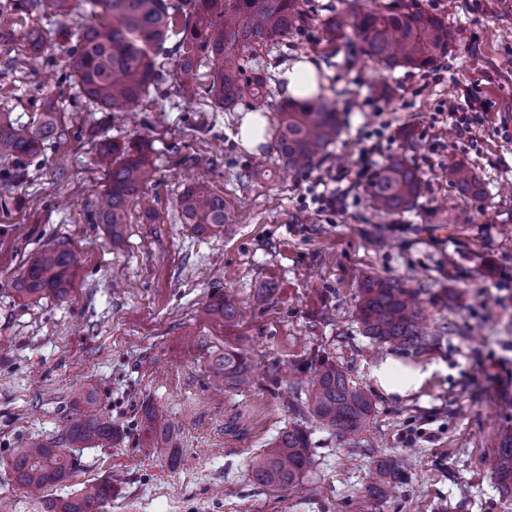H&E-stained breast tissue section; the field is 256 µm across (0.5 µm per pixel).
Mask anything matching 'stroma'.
Wrapping results in <instances>:
<instances>
[{
    "mask_svg": "<svg viewBox=\"0 0 512 512\" xmlns=\"http://www.w3.org/2000/svg\"><path fill=\"white\" fill-rule=\"evenodd\" d=\"M362 9L430 11L454 35L450 54L426 71L373 68L359 39L321 57L317 29L293 46L258 56L268 72L305 57L317 60L325 95L343 129L322 165L282 180L243 183L254 156L234 139L248 104L219 112L207 100L184 106L173 65L140 111L95 110L63 79L67 50L85 21L37 23L55 36L43 65L19 45L0 48V110L25 118L42 94L64 109L68 134L5 186L19 207L0 210V502L9 512H46V500L78 494L111 478L100 512H512L490 472L504 432L512 430V0H359ZM473 117L458 136L444 103ZM132 142L148 136L156 171L144 191L154 211L132 208L121 241L93 223L105 172L87 138ZM376 164L402 155L424 189L410 212L384 217L364 186L321 210L314 180L354 161L362 149ZM465 160L484 182L475 201L448 180V162ZM223 194L236 223L197 234L180 223L185 184ZM63 246L81 266L67 297L23 300L13 284L41 250ZM391 279L415 291L439 336L425 349L375 348L358 323L361 281ZM232 293L238 317L225 326L203 303ZM231 346L253 361L245 390L210 383L215 353ZM329 355L374 402L371 450L324 427L312 428L313 457L303 482L284 491L255 484L250 459L294 423L286 396L298 363ZM394 356L435 370L407 397L385 395L371 376ZM95 385L97 413L125 432L116 446L76 449L64 483L30 496L8 462L31 441L62 437L76 416L74 395ZM167 412L178 461L159 458L140 437V406ZM407 455L412 467L396 493L375 504L368 486L374 449Z\"/></svg>",
    "mask_w": 512,
    "mask_h": 512,
    "instance_id": "obj_1",
    "label": "stroma"
}]
</instances>
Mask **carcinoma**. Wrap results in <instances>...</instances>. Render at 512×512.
Masks as SVG:
<instances>
[{
	"mask_svg": "<svg viewBox=\"0 0 512 512\" xmlns=\"http://www.w3.org/2000/svg\"><path fill=\"white\" fill-rule=\"evenodd\" d=\"M308 0H12V9L36 15L48 6L55 15L68 18L87 6L96 18L81 26L68 50L69 72L65 78L78 86L87 102L103 112H135L142 98L159 91L163 81L159 60L175 58V80L185 101L205 93L214 107L233 112L241 104L242 85L251 87L258 106L275 112V164L258 158L246 167L243 177L252 182L271 177L277 170L299 172L313 169L330 157V147L341 133L336 102L320 97L314 101L271 102L270 75L260 65L246 66L241 51L252 57L263 51L289 46L295 36L316 18L306 8ZM353 28L362 53L384 70H424L434 67L450 51L453 34L448 23L430 12L396 13L375 7L359 13L349 3L348 14L334 17L320 28L321 53L333 55L349 39ZM26 58L39 65L52 31L32 26L23 35ZM210 69V83L199 84L201 69ZM58 101L44 96L37 111L25 123L0 112V183L23 181L29 167L65 136ZM151 143L124 145L111 140L98 143L97 156L105 167L107 188L98 196L92 221L104 225L116 240L122 237L133 203L144 204L141 190L154 170ZM448 179L464 194L480 200L486 194L475 171L461 160L448 163ZM422 191L417 168L393 157L374 171L366 186L370 205L379 214H402L415 207ZM181 223L199 233L233 223L234 214L224 196L202 184L186 187L179 197ZM80 261L69 249L50 247L28 262L15 282L22 300L69 294ZM202 311L218 314L232 326L238 315L228 298L206 304ZM358 319L364 334L381 344L421 349L435 336L422 324V310L415 295L402 285L379 276L360 284ZM314 377L293 381L289 409L297 418L310 419L342 437L368 431L373 401L350 383L346 371L315 352L306 363ZM211 377L229 390L253 384L252 360L242 351L226 347L210 365ZM147 445L176 462V436L166 414L145 405L140 423ZM123 431L99 414L75 417L66 427L65 444L83 448L91 443L117 444ZM310 431L301 423L279 433L272 446L253 457L250 472L255 482L269 490L299 484L311 465ZM15 481L32 493L68 480L76 467L72 453L56 443L32 441L15 449L9 462ZM408 468L404 457L380 456L368 487L375 501L391 493ZM494 480L512 496V434L505 433L493 462ZM112 498V481L104 478L82 493L53 502L47 512H96Z\"/></svg>",
	"mask_w": 512,
	"mask_h": 512,
	"instance_id": "carcinoma-1",
	"label": "carcinoma"
}]
</instances>
